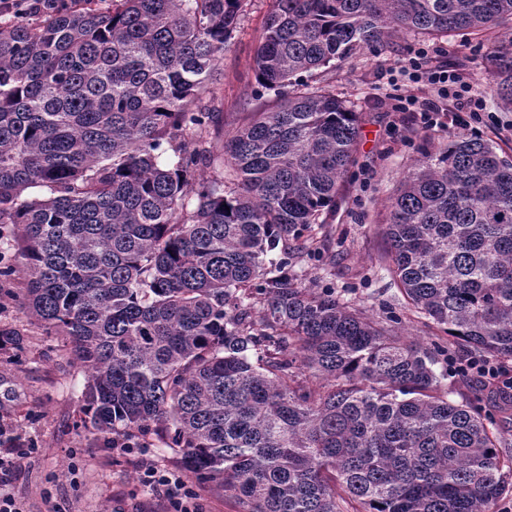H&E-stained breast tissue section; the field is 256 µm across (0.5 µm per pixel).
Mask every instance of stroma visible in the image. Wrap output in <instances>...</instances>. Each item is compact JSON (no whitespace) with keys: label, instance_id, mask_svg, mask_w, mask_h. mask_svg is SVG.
I'll list each match as a JSON object with an SVG mask.
<instances>
[{"label":"stroma","instance_id":"obj_1","mask_svg":"<svg viewBox=\"0 0 512 512\" xmlns=\"http://www.w3.org/2000/svg\"><path fill=\"white\" fill-rule=\"evenodd\" d=\"M270 6L271 0H247L241 25L208 85V97L224 114L225 132L274 104L272 97L256 95L254 63ZM495 46L512 52V27L436 38L404 32L383 46L314 71L311 84L329 87L358 113L360 136L355 162L318 234L320 250L335 261L295 260L290 271L299 283L336 288L351 307L373 317L396 315L406 336L428 340L431 329L392 279L380 230L389 198L421 157L423 136L444 144L456 132L447 116L433 128L419 126L408 99H431L435 92L417 81L411 63L426 53L433 64L463 77L486 101L484 138L509 149L512 101L497 93ZM0 329L17 331L25 339L21 356L0 352V393L8 388L14 392L0 404V419L30 450L0 484V492L15 497L25 512H173L169 502L142 484L138 460L145 453L160 467L178 472L180 449L168 447L162 437L137 434L124 437L119 449L80 427L86 377L71 364L62 340L46 335L23 312L18 283L0 285Z\"/></svg>","mask_w":512,"mask_h":512}]
</instances>
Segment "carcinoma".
I'll return each instance as SVG.
<instances>
[{
  "label": "carcinoma",
  "instance_id": "obj_1",
  "mask_svg": "<svg viewBox=\"0 0 512 512\" xmlns=\"http://www.w3.org/2000/svg\"><path fill=\"white\" fill-rule=\"evenodd\" d=\"M245 6L69 0L0 20V225L16 229L0 279L23 267L27 316L85 372L83 425L165 437L240 512H491L512 455L481 390L288 274L359 137L331 90L292 80L403 31L490 33L512 0H272L255 73L279 104L226 136L204 97ZM499 72L512 97V62ZM382 235L426 326L512 361V154L423 145ZM24 346L0 330V350Z\"/></svg>",
  "mask_w": 512,
  "mask_h": 512
}]
</instances>
